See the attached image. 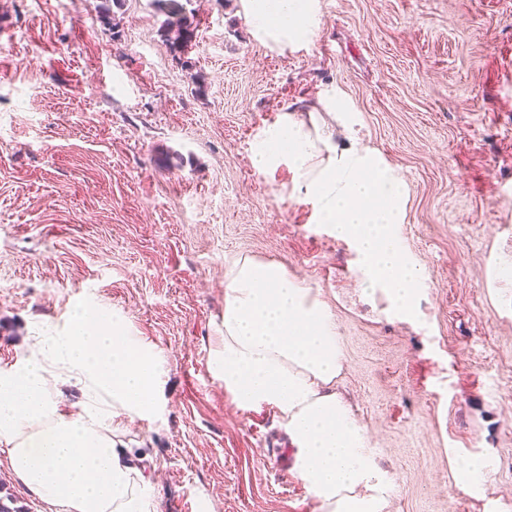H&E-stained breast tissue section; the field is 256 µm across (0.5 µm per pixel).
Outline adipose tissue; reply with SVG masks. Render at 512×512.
<instances>
[{
    "label": "adipose tissue",
    "mask_w": 512,
    "mask_h": 512,
    "mask_svg": "<svg viewBox=\"0 0 512 512\" xmlns=\"http://www.w3.org/2000/svg\"><path fill=\"white\" fill-rule=\"evenodd\" d=\"M253 38L273 51L309 46L322 0H241ZM349 119L336 91L307 118L284 111L255 135L262 174L287 168L292 194L318 223L351 241L362 295L412 317L423 270L404 252L405 183L359 137L336 143L321 113ZM223 346L212 359L239 407H273L298 450L299 475L322 512H385L393 490L351 405L336 390L343 356L317 292L275 263L237 260L224 277ZM162 383L151 348L126 319L89 303L0 368V452L12 478L54 512H156L124 435L156 414ZM79 391L71 401V391Z\"/></svg>",
    "instance_id": "obj_1"
}]
</instances>
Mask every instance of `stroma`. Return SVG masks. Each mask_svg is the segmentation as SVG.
<instances>
[{
  "mask_svg": "<svg viewBox=\"0 0 512 512\" xmlns=\"http://www.w3.org/2000/svg\"><path fill=\"white\" fill-rule=\"evenodd\" d=\"M0 0V368L88 301L152 347L160 411L126 442L158 512H320L268 407L210 369L224 273L283 265L329 306L387 512H512V0H323L306 50L253 40L240 0ZM336 88L407 188L402 244L427 282L412 322L356 283V254L255 133ZM490 462L477 487L454 459ZM167 16L163 22V42L170 52H181L193 34L192 22L184 12V6L178 0H155Z\"/></svg>",
  "mask_w": 512,
  "mask_h": 512,
  "instance_id": "stroma-1",
  "label": "stroma"
}]
</instances>
